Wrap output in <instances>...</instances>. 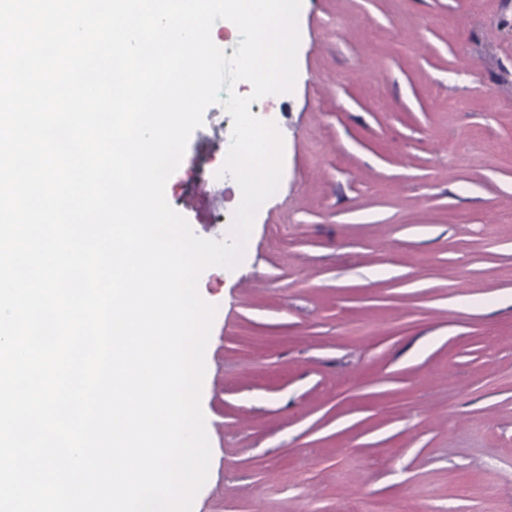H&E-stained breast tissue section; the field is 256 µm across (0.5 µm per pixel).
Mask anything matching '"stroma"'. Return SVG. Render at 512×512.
Instances as JSON below:
<instances>
[{"instance_id":"stroma-1","label":"stroma","mask_w":512,"mask_h":512,"mask_svg":"<svg viewBox=\"0 0 512 512\" xmlns=\"http://www.w3.org/2000/svg\"><path fill=\"white\" fill-rule=\"evenodd\" d=\"M299 29L294 91L250 106L280 187L198 283L193 512H512V0H302ZM231 132L209 106L165 187L208 240Z\"/></svg>"}]
</instances>
